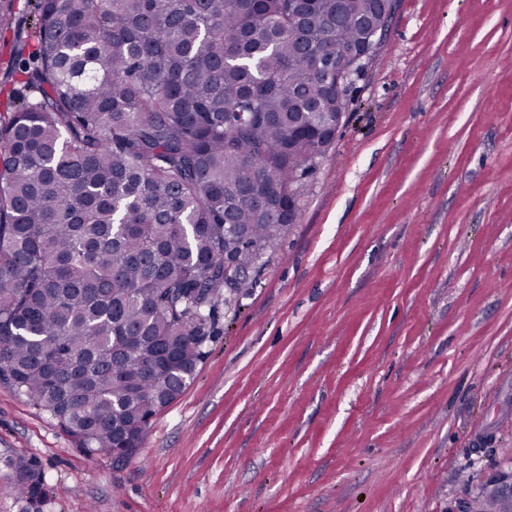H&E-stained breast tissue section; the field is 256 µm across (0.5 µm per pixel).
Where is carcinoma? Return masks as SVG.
I'll return each mask as SVG.
<instances>
[{
  "mask_svg": "<svg viewBox=\"0 0 512 512\" xmlns=\"http://www.w3.org/2000/svg\"><path fill=\"white\" fill-rule=\"evenodd\" d=\"M33 97L0 115V383L89 451L186 387L224 269L290 224L339 107L317 70L378 0H33ZM234 225L230 230L227 225ZM44 500L29 459L6 463Z\"/></svg>",
  "mask_w": 512,
  "mask_h": 512,
  "instance_id": "obj_1",
  "label": "carcinoma"
}]
</instances>
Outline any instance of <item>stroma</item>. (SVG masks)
<instances>
[{"label":"stroma","instance_id":"35a3bbf8","mask_svg":"<svg viewBox=\"0 0 512 512\" xmlns=\"http://www.w3.org/2000/svg\"><path fill=\"white\" fill-rule=\"evenodd\" d=\"M32 0L0 32V113ZM296 221L124 462L0 383V512H475L512 473V0H394ZM25 465H29L34 470V481L31 483L20 478L17 472L16 467L21 469ZM6 467L9 470L7 480L20 498L24 499L27 504L32 500H40L41 504L44 502L46 497L45 476L37 466L33 465L31 460L23 458L10 460L6 463Z\"/></svg>","mask_w":512,"mask_h":512}]
</instances>
